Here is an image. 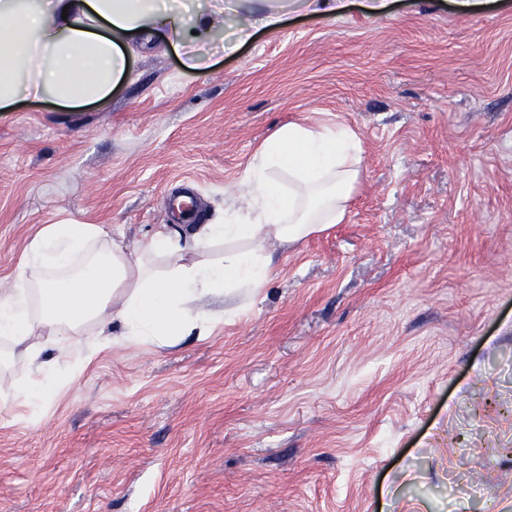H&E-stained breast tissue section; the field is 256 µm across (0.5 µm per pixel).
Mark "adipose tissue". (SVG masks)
Wrapping results in <instances>:
<instances>
[{
	"instance_id": "1",
	"label": "adipose tissue",
	"mask_w": 512,
	"mask_h": 512,
	"mask_svg": "<svg viewBox=\"0 0 512 512\" xmlns=\"http://www.w3.org/2000/svg\"><path fill=\"white\" fill-rule=\"evenodd\" d=\"M246 28L274 29L290 10L333 17L342 0H256ZM183 0H0V111L21 98L67 107L99 101L129 73L133 44L166 35L186 47L213 39L224 4L186 21ZM363 145L344 125L291 122L226 187L246 208L223 223L161 224L128 244L101 224H46L30 239L12 285L0 289V372L28 366L0 393V409L39 407L71 386L77 366L108 346L89 330L118 325V341L180 346L211 336L223 313L202 300L257 294L277 266L268 242L288 249L341 223L360 177ZM70 357L72 369L59 361Z\"/></svg>"
}]
</instances>
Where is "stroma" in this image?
<instances>
[{
    "mask_svg": "<svg viewBox=\"0 0 512 512\" xmlns=\"http://www.w3.org/2000/svg\"><path fill=\"white\" fill-rule=\"evenodd\" d=\"M202 56L156 36L100 101L0 112V289L43 224L132 241L184 182L223 218L306 118L363 141L345 219L206 340L0 410V512H512V0H344Z\"/></svg>",
    "mask_w": 512,
    "mask_h": 512,
    "instance_id": "stroma-1",
    "label": "stroma"
}]
</instances>
